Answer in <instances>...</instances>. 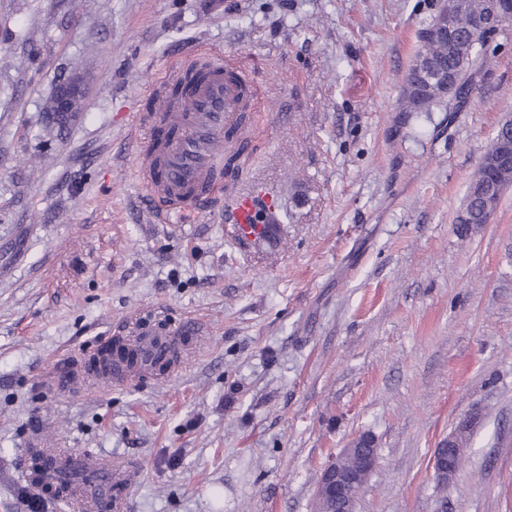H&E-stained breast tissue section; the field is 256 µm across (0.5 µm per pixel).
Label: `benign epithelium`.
I'll use <instances>...</instances> for the list:
<instances>
[{"label": "benign epithelium", "instance_id": "obj_1", "mask_svg": "<svg viewBox=\"0 0 512 512\" xmlns=\"http://www.w3.org/2000/svg\"><path fill=\"white\" fill-rule=\"evenodd\" d=\"M492 3L489 12L480 16L476 27L479 31L487 32L512 18V0H490ZM86 96V86L77 75H70L59 81L51 92L50 113L55 116L56 122L61 123L72 117V101ZM499 174L512 176V146L503 143L490 160ZM476 194L481 196L483 202V217L490 221L491 216L497 210V196L494 190L486 189L482 184L476 188ZM453 437H448L440 443L436 449L432 467L437 475H451L458 466L459 453L457 449L449 447ZM356 451L351 444L341 449L332 457L324 469L318 488V497L332 500L341 496L349 498L350 510H355L358 493L366 485L377 464V450L371 444L362 450L359 468L352 470L342 464V459Z\"/></svg>", "mask_w": 512, "mask_h": 512}]
</instances>
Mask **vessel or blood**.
I'll return each instance as SVG.
<instances>
[{
    "label": "vessel or blood",
    "instance_id": "b4317fda",
    "mask_svg": "<svg viewBox=\"0 0 512 512\" xmlns=\"http://www.w3.org/2000/svg\"><path fill=\"white\" fill-rule=\"evenodd\" d=\"M204 76L190 86L186 95L172 100L158 95L152 115L147 153L137 160V173L150 196L159 204L160 217L223 192L226 134L234 130L241 112L254 100V90L241 70L223 58L203 60ZM176 136H169V129ZM279 202L276 196L251 190L235 193L224 201V222L234 241L245 248L274 244ZM132 380V370L113 366L109 352H96L76 369L63 374L66 383L96 376ZM79 456L60 450L39 461L47 483L56 473L80 465ZM92 471L101 483L96 495L86 496L81 486L72 485L66 497L79 512H123L127 499L126 481L117 479L110 460L94 458Z\"/></svg>",
    "mask_w": 512,
    "mask_h": 512
}]
</instances>
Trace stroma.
Here are the masks:
<instances>
[{
	"mask_svg": "<svg viewBox=\"0 0 512 512\" xmlns=\"http://www.w3.org/2000/svg\"><path fill=\"white\" fill-rule=\"evenodd\" d=\"M443 0H0V512H71L31 448L134 472L128 512H314L360 436L356 512H512V189L457 218L512 117V22L464 103L398 99ZM215 54L255 90L234 190L278 196L275 246L224 206L154 220L134 158L175 65ZM87 96L65 127L54 84ZM175 340L165 373L58 390L115 340ZM470 421L448 482L434 452ZM87 88L82 79L77 75H70L59 81L51 92V107L49 112L55 116L56 122H66L72 117L73 107L79 111L83 105V99L86 97ZM73 102L72 107V101ZM476 194L481 195V200L483 202V216L481 210V204L479 200L475 197L473 200L469 202L468 205V216L463 221L462 217L459 219V224H482L483 217L485 219V223L487 224L490 221L491 216L497 210V196L494 193V190H487L486 187L482 184L478 185L476 188ZM373 440V439H372ZM357 448L351 443L342 448L336 456L332 457L324 469L318 488L317 497L332 500L341 496L349 498L350 511H355L359 493L366 485L377 464V450L375 443L368 445L361 453L359 468L351 470L342 464V459L352 455ZM356 491V494L354 492Z\"/></svg>",
	"mask_w": 512,
	"mask_h": 512,
	"instance_id": "35a3bbf8",
	"label": "stroma"
}]
</instances>
